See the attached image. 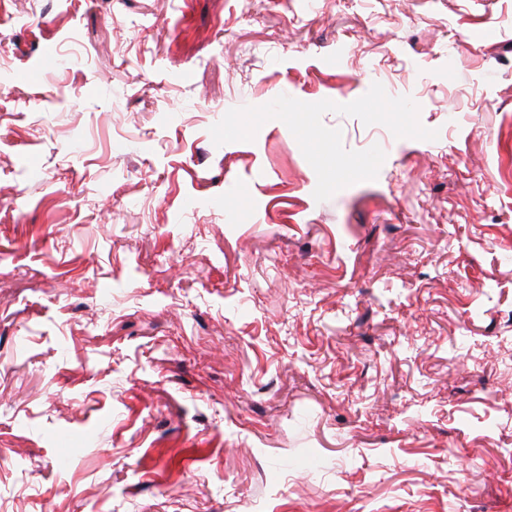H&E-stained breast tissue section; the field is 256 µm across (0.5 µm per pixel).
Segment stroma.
Instances as JSON below:
<instances>
[{
	"instance_id": "1",
	"label": "stroma",
	"mask_w": 512,
	"mask_h": 512,
	"mask_svg": "<svg viewBox=\"0 0 512 512\" xmlns=\"http://www.w3.org/2000/svg\"><path fill=\"white\" fill-rule=\"evenodd\" d=\"M0 512H512V0H0Z\"/></svg>"
}]
</instances>
